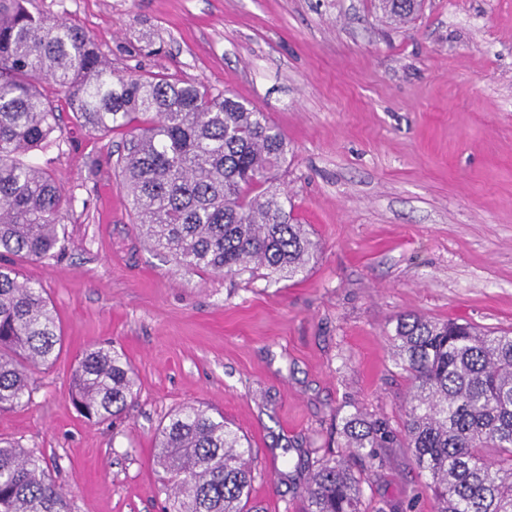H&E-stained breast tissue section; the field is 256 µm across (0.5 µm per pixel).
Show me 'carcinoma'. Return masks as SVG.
I'll use <instances>...</instances> for the list:
<instances>
[{"label": "carcinoma", "instance_id": "carcinoma-1", "mask_svg": "<svg viewBox=\"0 0 512 512\" xmlns=\"http://www.w3.org/2000/svg\"><path fill=\"white\" fill-rule=\"evenodd\" d=\"M26 0H0V254L42 260L60 242L64 195L33 158L53 142L57 114L48 81L83 125L129 130L116 165L144 237L194 271L257 269L293 278L319 243L268 174L288 142L267 116L228 89L172 76L120 74L81 27L32 14ZM422 0H379L404 24ZM58 318L44 289L0 266V411L30 401L31 374L54 364ZM387 341L411 387L402 430L381 418L343 419L341 458L319 463L303 488V512H368L363 484L401 448L425 475L435 512H512V330L441 322L407 312ZM122 353L92 346L78 358L71 397L103 423L136 397ZM171 512H253L256 457L224 414L186 404L155 438ZM0 512H70L46 458L0 446Z\"/></svg>", "mask_w": 512, "mask_h": 512}]
</instances>
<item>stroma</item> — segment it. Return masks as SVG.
<instances>
[{
  "label": "stroma",
  "instance_id": "obj_1",
  "mask_svg": "<svg viewBox=\"0 0 512 512\" xmlns=\"http://www.w3.org/2000/svg\"><path fill=\"white\" fill-rule=\"evenodd\" d=\"M83 27L116 70L229 89L285 135L271 182L321 246L306 277L190 271L150 247L115 166L125 134L60 107L35 159L62 189L61 242L13 258L60 321L32 400L0 438L40 451L71 512H163L161 421L200 404L258 453L254 498L302 512L305 466L341 452L353 410L398 425L397 316L512 328V0H425L404 26L378 0H28ZM92 345L125 354L137 396L116 423L73 406ZM424 476L392 453L370 508L435 512Z\"/></svg>",
  "mask_w": 512,
  "mask_h": 512
}]
</instances>
